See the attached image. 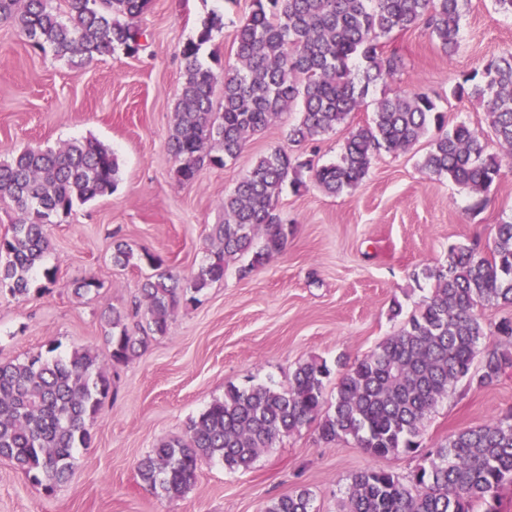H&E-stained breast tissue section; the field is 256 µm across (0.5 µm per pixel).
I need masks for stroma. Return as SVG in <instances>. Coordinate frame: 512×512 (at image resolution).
<instances>
[{
	"instance_id": "35a3bbf8",
	"label": "stroma",
	"mask_w": 512,
	"mask_h": 512,
	"mask_svg": "<svg viewBox=\"0 0 512 512\" xmlns=\"http://www.w3.org/2000/svg\"><path fill=\"white\" fill-rule=\"evenodd\" d=\"M250 3L151 0L138 21L144 50H119L79 68L0 26V160L27 146L57 148L91 136L111 147L120 164L115 191L51 226L46 264L57 271L55 283L24 301L0 298V361L51 346L60 355L87 348L112 376V391L90 424L91 443L75 451L73 480L48 493L0 459V512H263L270 499L299 487L313 493L317 512H337L352 473L378 466L409 476L451 434L512 411L511 368L480 390L457 383L428 417L415 454L378 460L351 440L323 443L310 424L249 471L203 463L181 497H159L141 486L138 461L160 440L185 435L189 421L228 386L284 387L308 357L331 366L362 358L428 296L422 269L444 264L452 244L489 253L497 224L512 219V163L503 164L484 209L475 210L467 188L421 172L418 159L438 133L429 127L412 149L381 152L353 192L328 196L312 185L285 187L277 206L288 227L284 251L250 272L244 260H227L223 280L198 305L180 309L169 334L114 365L101 318L114 308L131 310L152 270L113 266V241L159 256L175 275H190L208 256L211 225L224 219L225 194L260 155L288 145L292 112L249 139L226 166H204L194 183L174 174L167 142L182 84L181 50L216 12L224 28L199 59L217 72L235 65L236 31ZM459 41L458 53L449 55L423 29L394 35L386 49L400 58L397 73L371 89L349 126L307 144L303 157L321 165L337 161L350 127L368 121L375 100L386 95L429 93L446 126L464 121L485 129L482 107L454 98L452 89L483 60L512 48V16L497 12L493 0H465ZM89 276L100 282L99 291L75 294V283ZM395 300L403 308L398 318L390 315Z\"/></svg>"
}]
</instances>
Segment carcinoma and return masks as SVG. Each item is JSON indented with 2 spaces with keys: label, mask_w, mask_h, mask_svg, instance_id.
Wrapping results in <instances>:
<instances>
[{
  "label": "carcinoma",
  "mask_w": 512,
  "mask_h": 512,
  "mask_svg": "<svg viewBox=\"0 0 512 512\" xmlns=\"http://www.w3.org/2000/svg\"><path fill=\"white\" fill-rule=\"evenodd\" d=\"M63 3L61 10L50 0H0V25L75 67L143 47L144 32L133 19L151 0ZM461 8L462 0H251L237 30L236 65L219 76L199 59L201 47L224 27L223 16L211 13L181 51L183 81L168 136L176 178L189 183L204 162L222 166L236 159L250 137L294 109L299 117L288 128L292 145L335 131L361 110L371 87L397 71L384 39L421 26L451 55L459 48ZM454 95L483 105L501 153H486L483 133L464 122L443 131L444 116L424 92L383 96L372 118L349 133L336 163L319 167L283 148L261 155L224 196V220L209 234L211 254L190 276L179 278L161 270L158 256L114 243L113 265H147L157 273L142 283L133 314L114 308L104 317L113 363L127 362L167 335L178 310L198 303L224 278L225 258L248 255L253 270L283 252L288 227L275 205L285 185L296 191L305 186L304 169L326 194L352 192L381 151L411 149L433 123L442 133L422 156L421 170L469 188L485 203L503 157L512 156V51L465 75ZM119 174L112 151L93 138L57 149L24 148L0 162V200L18 213L0 237V296L28 297L40 271L54 282L55 269L44 266L52 250L48 227L75 205L112 192ZM423 274L434 281L430 296L399 331L345 368L334 403L325 396L331 370L316 357L298 363L286 387L230 386L190 422L186 436L159 442L139 462L140 482L178 497L195 482L200 464L218 460L230 472L246 471L262 452L314 420L327 444L350 438L374 458L417 452L425 421L459 381L482 389L512 366V320L487 333L478 314L480 307H512V221L497 225L491 256L451 245L447 264ZM111 391L98 356L87 349L60 356L50 348L0 362V457L47 491L70 481L74 451L88 447V423ZM507 484L512 412L450 435L407 480L377 467L352 474L338 512H477L479 506L496 512ZM264 512H315L314 497L301 488L271 499Z\"/></svg>",
  "instance_id": "obj_1"
}]
</instances>
